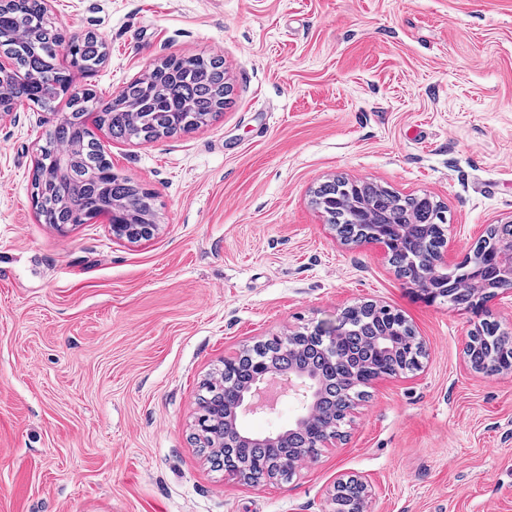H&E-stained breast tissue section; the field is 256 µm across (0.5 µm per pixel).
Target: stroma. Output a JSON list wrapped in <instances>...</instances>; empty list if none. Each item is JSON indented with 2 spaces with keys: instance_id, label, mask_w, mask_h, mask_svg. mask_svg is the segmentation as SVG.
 Returning <instances> with one entry per match:
<instances>
[{
  "instance_id": "35a3bbf8",
  "label": "stroma",
  "mask_w": 512,
  "mask_h": 512,
  "mask_svg": "<svg viewBox=\"0 0 512 512\" xmlns=\"http://www.w3.org/2000/svg\"><path fill=\"white\" fill-rule=\"evenodd\" d=\"M67 35L106 48L78 89L111 99L167 57L224 62L209 124L98 137L153 193L157 229L37 219L34 160L66 113L0 116V512H327L338 479L367 512H512V373L465 363L481 313L428 299L378 247L347 245L312 203L366 180L446 209L456 260L512 219V0H53ZM372 302L424 345L376 380L340 438L258 486L195 441L225 359Z\"/></svg>"
}]
</instances>
